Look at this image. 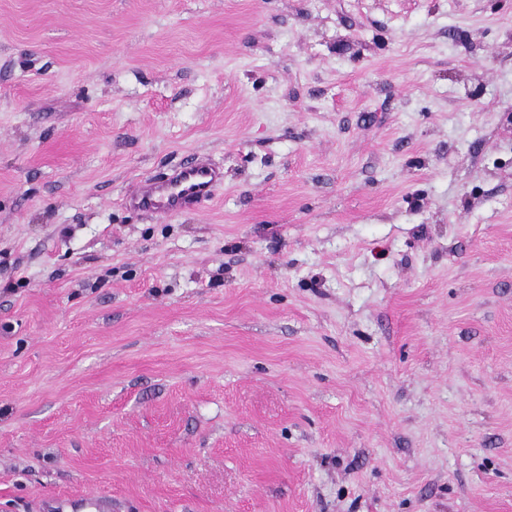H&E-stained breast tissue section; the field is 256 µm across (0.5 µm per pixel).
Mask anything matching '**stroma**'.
Returning a JSON list of instances; mask_svg holds the SVG:
<instances>
[{"label": "stroma", "instance_id": "stroma-1", "mask_svg": "<svg viewBox=\"0 0 512 512\" xmlns=\"http://www.w3.org/2000/svg\"><path fill=\"white\" fill-rule=\"evenodd\" d=\"M84 493L512 512V0H0V512ZM224 173L199 155L191 156L160 179L138 183L124 201L130 208L153 214L192 210L213 199Z\"/></svg>", "mask_w": 512, "mask_h": 512}]
</instances>
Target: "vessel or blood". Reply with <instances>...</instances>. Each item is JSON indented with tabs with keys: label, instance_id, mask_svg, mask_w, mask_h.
Here are the masks:
<instances>
[{
	"label": "vessel or blood",
	"instance_id": "b4317fda",
	"mask_svg": "<svg viewBox=\"0 0 512 512\" xmlns=\"http://www.w3.org/2000/svg\"><path fill=\"white\" fill-rule=\"evenodd\" d=\"M224 182V173L204 157L194 155L160 179L138 183L126 196L130 208L153 214H172L192 210L213 199ZM48 512H112V503L101 495L56 500Z\"/></svg>",
	"mask_w": 512,
	"mask_h": 512
}]
</instances>
